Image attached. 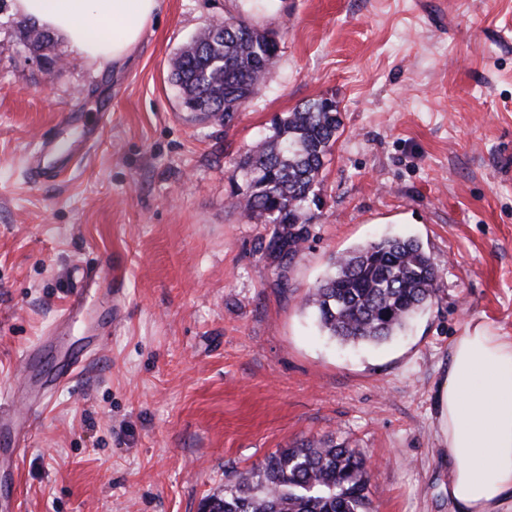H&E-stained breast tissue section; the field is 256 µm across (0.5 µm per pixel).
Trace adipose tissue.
<instances>
[{
	"label": "adipose tissue",
	"instance_id": "obj_1",
	"mask_svg": "<svg viewBox=\"0 0 512 512\" xmlns=\"http://www.w3.org/2000/svg\"><path fill=\"white\" fill-rule=\"evenodd\" d=\"M159 0H11L17 18L60 36L90 62H119L139 45ZM456 512H501L512 500V339L470 323L448 350L438 392Z\"/></svg>",
	"mask_w": 512,
	"mask_h": 512
}]
</instances>
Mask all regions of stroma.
<instances>
[{"label": "stroma", "instance_id": "35a3bbf8", "mask_svg": "<svg viewBox=\"0 0 512 512\" xmlns=\"http://www.w3.org/2000/svg\"><path fill=\"white\" fill-rule=\"evenodd\" d=\"M249 18L280 49L228 125L186 112L175 54L208 24ZM0 13V404L39 382L22 353L86 268L118 274L124 318L43 412L14 470L12 512H200L279 448L358 449L372 512H453L435 425L448 350L480 321L512 337V0H160L121 65L55 39L45 67ZM342 127L303 251L266 255L273 227L230 208L239 159L306 101ZM103 116L99 139L50 182L30 178L40 137ZM385 235L420 241L438 292L398 336H325L303 298L336 255ZM112 296L55 338L84 349Z\"/></svg>", "mask_w": 512, "mask_h": 512}]
</instances>
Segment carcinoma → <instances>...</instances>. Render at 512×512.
<instances>
[{
    "label": "carcinoma",
    "instance_id": "1",
    "mask_svg": "<svg viewBox=\"0 0 512 512\" xmlns=\"http://www.w3.org/2000/svg\"><path fill=\"white\" fill-rule=\"evenodd\" d=\"M37 27L22 22L23 44L48 57L53 37L31 39ZM275 45L246 27L222 21L195 35L172 63L171 80L195 118L229 124L266 74ZM341 128L336 100L319 98L274 123L236 166L245 190L236 208L274 225L267 251L291 263L309 236L311 207L321 202V172ZM438 270L419 241L386 236L336 256L334 271L309 289L304 306L320 329L342 343L377 345L405 330L436 296ZM370 476L354 448L315 440L279 448L256 468L224 484L203 512H369Z\"/></svg>",
    "mask_w": 512,
    "mask_h": 512
}]
</instances>
